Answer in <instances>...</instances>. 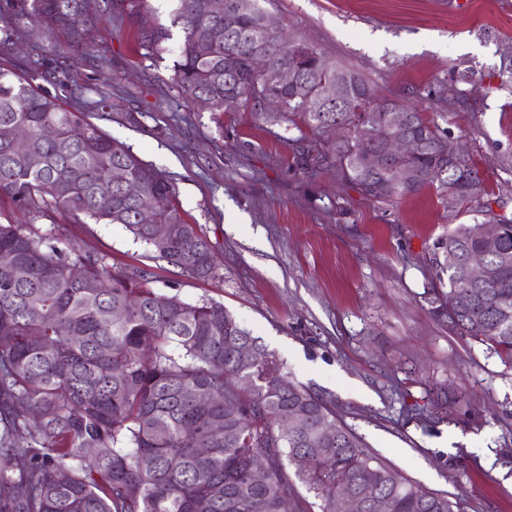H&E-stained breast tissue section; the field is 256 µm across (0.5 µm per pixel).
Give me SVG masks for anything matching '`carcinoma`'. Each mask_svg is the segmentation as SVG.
I'll return each instance as SVG.
<instances>
[{"label": "carcinoma", "mask_w": 512, "mask_h": 512, "mask_svg": "<svg viewBox=\"0 0 512 512\" xmlns=\"http://www.w3.org/2000/svg\"><path fill=\"white\" fill-rule=\"evenodd\" d=\"M150 11L151 0H0V22L64 32L75 45L103 15ZM174 28L181 40L171 80L189 102L204 100L212 112L241 105L257 125L298 131L296 143L324 136L336 121L350 128L347 141L302 152L309 172L334 171L380 203L431 187L446 201L458 170L475 175L483 190L470 159L448 166L436 147L448 130L416 106L402 113L404 131L425 142L407 160L412 182H390L395 159L364 169L361 154L390 135L370 122L382 97L350 69L323 68L321 53L289 41L262 7L238 12L226 33L209 0H177L171 24L140 28L137 44L160 56ZM256 50L272 67L297 65L299 83L264 86L250 67ZM338 77L340 108L326 110L322 93ZM94 94L90 107L112 120V96ZM266 94L282 101L279 114L265 111ZM3 126L15 129L26 149L0 140V202L30 223L8 216L0 222V512H305L311 503L299 495V483L319 512H336L342 492L357 498L358 512H372L378 498L387 500L388 512H454L448 496L410 483L370 455L331 401L288 380L283 362L223 304L165 293L147 268L109 274L105 256L65 251L33 226L57 212L75 224H119L152 259L212 280V245L183 219L165 174L85 113L66 109L59 96L0 68ZM49 127L57 132L52 139L43 136ZM115 168L140 185L139 197L112 181ZM146 203L165 225L163 247L153 226L137 219ZM479 247L475 224H459L434 242L430 313L512 369V221L489 256L496 277L471 284L461 267L448 265V252L462 256ZM74 268L82 279L72 276ZM86 282L98 285L95 293ZM117 306L124 308L119 318L112 316ZM246 343L255 348L252 362L239 357ZM217 424L224 427L219 437L211 433ZM257 463L265 467L258 482L251 478Z\"/></svg>", "instance_id": "cac0c4a2"}]
</instances>
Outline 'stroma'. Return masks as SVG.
Returning a JSON list of instances; mask_svg holds the SVG:
<instances>
[{
    "label": "stroma",
    "mask_w": 512,
    "mask_h": 512,
    "mask_svg": "<svg viewBox=\"0 0 512 512\" xmlns=\"http://www.w3.org/2000/svg\"><path fill=\"white\" fill-rule=\"evenodd\" d=\"M289 38L351 69L381 95L417 103L483 174L481 193L447 205L434 189L385 204L334 173H306L281 126L240 108L189 104L173 54H145L141 22L103 20L83 47L35 25L0 67L33 78L71 108L76 84L111 93L104 129L171 178L186 221L200 225L219 277L197 281L118 224L38 221L51 241L148 266L161 291L223 303L283 361L290 380L329 398L369 453L460 512H512V370L428 312L435 239L483 211L512 219V0H261ZM459 406L441 411L433 384Z\"/></svg>",
    "instance_id": "obj_1"
}]
</instances>
